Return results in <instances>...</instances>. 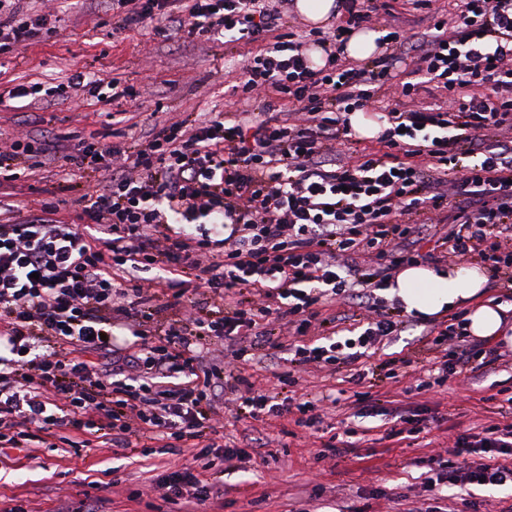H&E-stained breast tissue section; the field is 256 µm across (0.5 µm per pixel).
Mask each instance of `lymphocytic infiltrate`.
I'll return each instance as SVG.
<instances>
[{
  "label": "lymphocytic infiltrate",
  "instance_id": "lymphocytic-infiltrate-1",
  "mask_svg": "<svg viewBox=\"0 0 512 512\" xmlns=\"http://www.w3.org/2000/svg\"><path fill=\"white\" fill-rule=\"evenodd\" d=\"M276 0H112L119 27L166 23L207 41L260 42L242 62L241 88L258 101L260 120L199 121L174 116L134 141L80 140L60 153L56 139L17 136L0 144V170L17 158L61 156L77 168L100 165L104 184L85 194L74 224L55 220L58 204L35 202L0 224V447L36 448L59 436L72 448L125 447L200 437L221 407L251 417L278 416L277 395L235 377L230 398L216 388L220 355L204 359L199 340L212 336L232 356L245 337L266 341L270 316L303 336L320 298L354 292L369 316L360 334L326 346L300 347L290 366L351 367L393 335L399 323L376 313L377 290L394 268L420 258L406 216L423 211L447 227L449 255L479 252L494 287L512 288V0H411L430 20L420 65L390 85L397 63L387 54L366 67L340 54L353 30L384 27L385 43L405 41L390 0H342L343 18L315 39L333 45L314 66L284 32ZM55 0H0V53L27 48L55 31ZM434 101L418 100L423 85ZM398 100L387 113L381 149L337 161L336 143L351 138L350 112L367 109L381 90ZM203 218L209 236L171 231L177 219ZM222 237L223 259L209 250ZM363 260L367 270L355 277ZM122 280H115V273ZM227 300L203 306L188 287ZM248 287L250 303L236 298ZM140 337L119 346L115 327ZM454 363L496 362V350L470 342L463 319L439 332ZM184 378L173 382L170 360ZM454 454L512 453V424L454 436ZM208 463L184 466L148 488L172 512H207L223 482L201 479Z\"/></svg>",
  "mask_w": 512,
  "mask_h": 512
}]
</instances>
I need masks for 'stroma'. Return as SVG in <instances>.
I'll list each match as a JSON object with an SVG mask.
<instances>
[{"mask_svg": "<svg viewBox=\"0 0 512 512\" xmlns=\"http://www.w3.org/2000/svg\"><path fill=\"white\" fill-rule=\"evenodd\" d=\"M57 35L27 49L0 56V86L22 84L46 89L63 82L74 70L111 71L131 96L112 100L84 97L46 102L39 96L24 102L0 103V142L20 134L63 136L72 132L112 142L113 130L126 138L145 135L156 123L185 112H225L227 104L256 111L238 88L241 61L248 46L211 41L199 44L181 31L156 35L153 29L118 31L112 21V0H66L56 18ZM27 180L0 179V219L24 215L34 201L67 200L57 218L76 220V202L84 194L91 172L68 171L59 161L29 160ZM319 325L305 336L289 335L283 322H272L269 343L246 359L234 362L235 373L258 389H273L294 402L313 401L321 424L298 425L295 415L255 419L223 410L192 447L169 454L142 456L139 448L113 451L85 448L66 454L58 448H38L32 456L10 450L0 460V512L13 501L28 502L32 512H55L62 496L87 490L108 502V512H147L144 504L128 500L126 491L150 485L163 474L164 464L191 463L195 450L211 455L225 449H263L264 457L216 469L210 477L222 481L226 495L209 512H411L418 506V489L425 479V460L446 455L452 435L478 432L487 421L507 425L512 413H501L512 395V344L499 342L508 362L465 372L437 384L429 376L421 350L423 331H441L449 314L413 318L410 326L388 337L374 354L362 358L365 378L349 382L342 364L302 373L297 383L284 384L292 345H327L359 333L366 311L358 300L322 298L314 306ZM371 393L384 412L363 416L356 392ZM415 416L420 432L413 439L391 436L389 411ZM355 429L352 447L340 456L319 459L333 435ZM327 487L326 496L307 500L308 485ZM446 502L450 512H512V488L452 486Z\"/></svg>", "mask_w": 512, "mask_h": 512, "instance_id": "35a3bbf8", "label": "stroma"}]
</instances>
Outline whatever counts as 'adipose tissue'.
<instances>
[{
	"instance_id": "1",
	"label": "adipose tissue",
	"mask_w": 512,
	"mask_h": 512,
	"mask_svg": "<svg viewBox=\"0 0 512 512\" xmlns=\"http://www.w3.org/2000/svg\"><path fill=\"white\" fill-rule=\"evenodd\" d=\"M484 283V276L475 269L413 265L400 271L388 294L398 299L406 312L425 318L466 306L470 334L498 339L505 335L499 308L478 300Z\"/></svg>"
}]
</instances>
